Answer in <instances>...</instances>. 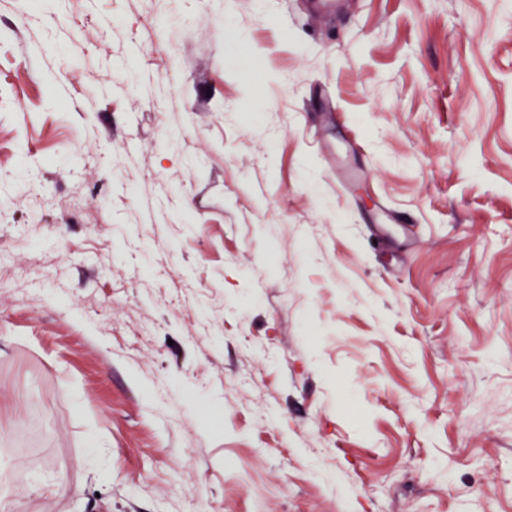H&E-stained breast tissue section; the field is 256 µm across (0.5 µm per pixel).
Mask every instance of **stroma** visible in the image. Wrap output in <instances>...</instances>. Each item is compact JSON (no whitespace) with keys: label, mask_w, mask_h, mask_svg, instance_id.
I'll list each match as a JSON object with an SVG mask.
<instances>
[{"label":"stroma","mask_w":512,"mask_h":512,"mask_svg":"<svg viewBox=\"0 0 512 512\" xmlns=\"http://www.w3.org/2000/svg\"><path fill=\"white\" fill-rule=\"evenodd\" d=\"M8 512H512V0H0Z\"/></svg>","instance_id":"stroma-1"}]
</instances>
